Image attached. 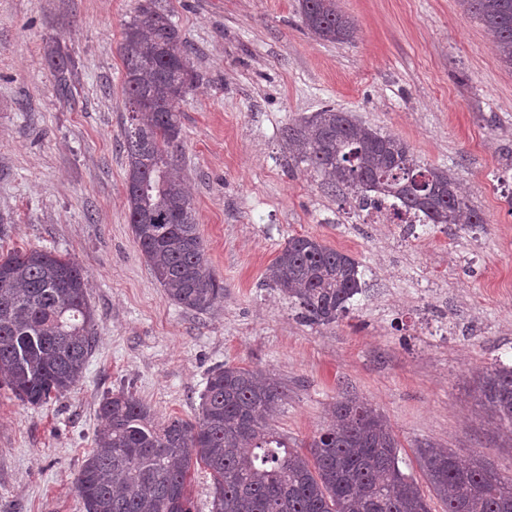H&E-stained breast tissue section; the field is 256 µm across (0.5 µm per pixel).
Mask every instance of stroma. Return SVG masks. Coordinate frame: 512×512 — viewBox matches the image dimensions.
I'll list each match as a JSON object with an SVG mask.
<instances>
[{"mask_svg":"<svg viewBox=\"0 0 512 512\" xmlns=\"http://www.w3.org/2000/svg\"><path fill=\"white\" fill-rule=\"evenodd\" d=\"M141 0H0V253L75 258L95 343L79 383L39 406L0 385V512H84L76 478L97 446L104 394L156 420L195 419L211 370L273 371L271 422L297 447L350 394L392 424L405 473L415 448L453 449L512 476V433L475 398L483 369L512 364V68L456 0H339L350 44L305 33L297 0H162L200 82L180 104L178 173L224 296L204 312L169 300L126 216L121 28ZM60 41L73 98L43 53ZM331 106L448 169L483 228L366 224L349 195L290 161L282 131ZM296 235L351 254L366 290L326 326L265 286Z\"/></svg>","mask_w":512,"mask_h":512,"instance_id":"35a3bbf8","label":"stroma"}]
</instances>
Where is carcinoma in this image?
Listing matches in <instances>:
<instances>
[{
    "mask_svg": "<svg viewBox=\"0 0 512 512\" xmlns=\"http://www.w3.org/2000/svg\"><path fill=\"white\" fill-rule=\"evenodd\" d=\"M493 37L512 68V0H458ZM315 39L349 43L355 29L337 0H298ZM44 56L56 93L73 99L74 62L52 39ZM119 52L128 112L120 150L126 158L127 219L155 279L174 303L206 311L224 294L209 267L194 208L177 178L183 143L180 103L196 86L184 38L160 0H143L123 24ZM289 157L305 162L330 189L353 198L372 191L399 199L430 224L461 229L484 223L448 171L422 165L403 139L325 107L282 132ZM267 285L302 322L330 325L363 291L359 263L315 237L292 236L266 269ZM95 316L85 273L73 258L40 249L0 256V382L23 403L41 405L82 377L94 343ZM479 402L512 433V365L476 381ZM286 399L270 373L224 365L211 371L193 421L157 425L131 392L104 395L98 448L76 478L85 512H192L188 474L212 478L211 512H431L417 480L403 472L401 444L366 401L343 397L332 422L300 448L272 432ZM415 457L443 512H512V477L449 448Z\"/></svg>",
    "mask_w": 512,
    "mask_h": 512,
    "instance_id": "carcinoma-1",
    "label": "carcinoma"
}]
</instances>
